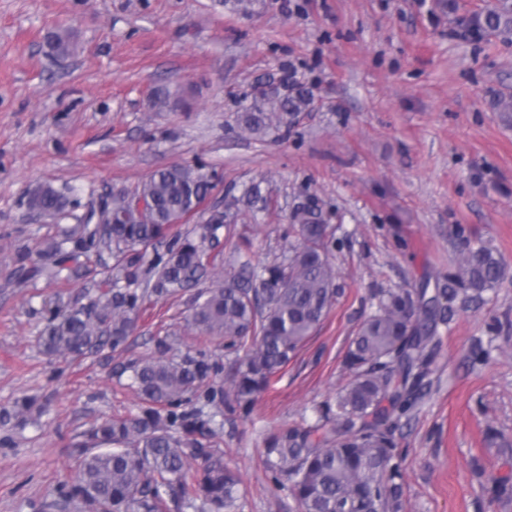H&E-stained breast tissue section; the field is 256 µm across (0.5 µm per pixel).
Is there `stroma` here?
I'll return each instance as SVG.
<instances>
[{
    "instance_id": "1",
    "label": "stroma",
    "mask_w": 512,
    "mask_h": 512,
    "mask_svg": "<svg viewBox=\"0 0 512 512\" xmlns=\"http://www.w3.org/2000/svg\"><path fill=\"white\" fill-rule=\"evenodd\" d=\"M497 2L0 0V410L24 396L44 406L26 424L0 422V512H46L74 480L86 432L137 410L116 371L157 339L181 355L207 347L216 383L229 384L223 343L186 329L189 298L147 301L125 351L71 361L38 346L44 305L76 301L111 261L51 284L14 278L26 252L101 196L198 162L217 176L208 206L258 181L273 198L264 212L242 208L225 252L246 238L254 261H275L310 199L334 234L337 303L217 438L242 478L240 512H297L257 441L314 423V406L346 384L373 298L447 276L469 240L512 269V111L500 105L512 102V22L482 24ZM475 23L478 37H459ZM58 29L71 34L65 58L46 47ZM287 73L309 108L286 132L245 129L242 105ZM47 183L72 190L55 221L27 205ZM446 306L431 390L396 434L404 512H512V283Z\"/></svg>"
}]
</instances>
